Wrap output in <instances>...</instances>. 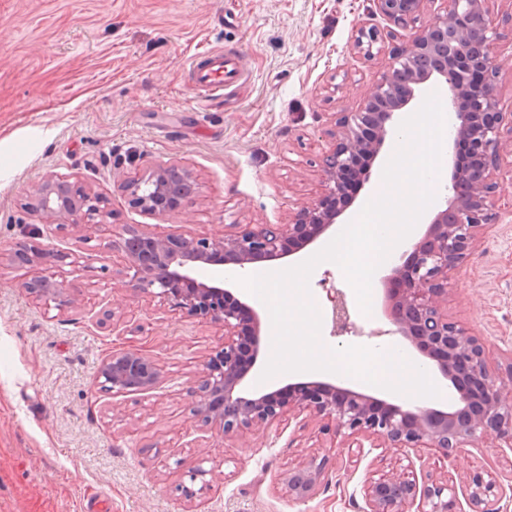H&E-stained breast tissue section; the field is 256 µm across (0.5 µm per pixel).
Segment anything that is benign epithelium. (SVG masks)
Wrapping results in <instances>:
<instances>
[{
    "mask_svg": "<svg viewBox=\"0 0 512 512\" xmlns=\"http://www.w3.org/2000/svg\"><path fill=\"white\" fill-rule=\"evenodd\" d=\"M493 0H368L351 43V54L365 59L384 56L383 70L355 109L338 113L326 131L328 146L320 158L322 191L311 203L288 216L285 224H248L222 235L184 236L143 233L121 227L118 248L122 286L132 297L159 299L169 307L224 331V346L205 363L204 374L191 390L192 411L201 422L232 438L260 431L290 415L308 414L323 422L322 430L344 435L363 447L392 448L406 454L428 448L449 457L475 448L492 436L500 450L512 451V362L507 376L491 371L483 342L448 318V291L453 277L480 247L494 223V197L505 178H512V111L498 95L497 79L504 56L497 53L499 33L491 25ZM439 4L418 29L401 35L402 43L385 49L377 19L402 29ZM436 80L448 88L453 112V146L471 144L464 162L452 159L453 195L431 218L423 236L404 253L401 264L383 280L384 310L394 332L423 356L436 362L457 393L454 410L402 405L328 381L293 384L296 392L249 394L243 364L261 358L262 320L258 312L224 287V281L195 277L199 264L218 258L240 268L258 259L293 255L294 244L317 241L346 210L337 201L347 179L369 182L374 162L396 130V114L416 99L421 86ZM112 180L132 206L146 215H162L195 195L191 172L178 162L150 166L129 179L120 168ZM29 215L60 230H84L105 224L109 213L100 196L74 188L68 178L49 174L26 193ZM46 249L19 241L0 252V266L28 270L22 283L28 294L49 303L66 288L63 271L44 266ZM99 377L112 396H152L162 388L163 371L144 349L112 351ZM328 455H313L288 470L281 483L288 502L300 505L323 485ZM470 512H501L506 491L475 472L462 488ZM357 512H464L447 478H418L409 467L392 469L362 486Z\"/></svg>",
    "mask_w": 512,
    "mask_h": 512,
    "instance_id": "benign-epithelium-1",
    "label": "benign epithelium"
}]
</instances>
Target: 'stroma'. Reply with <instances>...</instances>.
I'll return each instance as SVG.
<instances>
[{
	"mask_svg": "<svg viewBox=\"0 0 512 512\" xmlns=\"http://www.w3.org/2000/svg\"><path fill=\"white\" fill-rule=\"evenodd\" d=\"M366 0H0V248L38 228L63 264L68 304L22 287L25 269L0 267V512H354L364 481L395 465L389 448H350L309 416L223 439L191 410L190 386L223 331L158 301L132 300L102 271L118 258L112 229L223 234L228 224H282L320 192L316 164L335 115L354 107L381 59L349 52ZM241 58L248 78L197 111L188 73L202 49ZM177 161L198 183L192 205L162 216L134 209L113 168L142 176ZM99 194L108 223L86 231L38 226L22 189L46 174ZM497 218L448 292V316L486 345L491 368L512 361V185ZM320 309L354 298L341 269L315 267ZM353 311L329 347L394 342L382 314ZM134 311L133 326H98L100 311ZM118 348L161 364L157 395L111 397L98 368ZM329 454L319 494L289 505L280 477ZM418 474L462 482L476 471L512 484V456L482 446L449 459L423 449ZM203 478L192 479L196 468ZM193 498H185L183 486Z\"/></svg>",
	"mask_w": 512,
	"mask_h": 512,
	"instance_id": "35a3bbf8",
	"label": "stroma"
}]
</instances>
